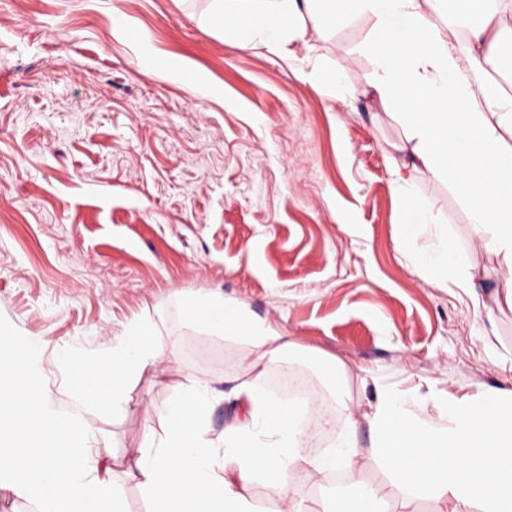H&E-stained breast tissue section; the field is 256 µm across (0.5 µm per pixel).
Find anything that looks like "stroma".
Masks as SVG:
<instances>
[{
    "label": "stroma",
    "instance_id": "obj_1",
    "mask_svg": "<svg viewBox=\"0 0 512 512\" xmlns=\"http://www.w3.org/2000/svg\"><path fill=\"white\" fill-rule=\"evenodd\" d=\"M213 0H0V316L43 345L53 409L76 412L67 353L95 359L137 321L177 361L115 410L81 412L108 448L93 475L147 512L126 469L188 375L223 388L243 344L185 320L217 293L304 347L350 361L356 405L378 380L431 411L436 393L512 389V312H475L502 258L472 251L467 206L415 176L475 272L467 294L399 244L402 123L370 95L372 20L287 58L208 22ZM141 30V40L127 36ZM343 68L319 94L303 77ZM205 77L196 90L188 74Z\"/></svg>",
    "mask_w": 512,
    "mask_h": 512
}]
</instances>
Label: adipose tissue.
<instances>
[{
	"label": "adipose tissue",
	"mask_w": 512,
	"mask_h": 512,
	"mask_svg": "<svg viewBox=\"0 0 512 512\" xmlns=\"http://www.w3.org/2000/svg\"><path fill=\"white\" fill-rule=\"evenodd\" d=\"M211 26L272 51L308 44L339 22L373 19L374 66L366 85L395 111L413 143L408 170H425L456 188L468 204L475 247L498 256L506 270L490 298L512 310V94L489 77L500 67L503 40L512 41V0H214ZM477 16L460 36L448 14ZM395 170L402 205V243L434 229L417 264L432 277L472 287L458 251L429 206L414 198L413 182ZM186 315L249 351L229 388L217 392L189 377L159 410L160 437L144 439L128 470L149 512H512V390L437 395L434 413L414 410L403 395L374 386L364 411L350 394L351 366L318 355L343 425L319 452L305 446V422L319 398L296 404L270 391L269 370L300 345L245 304L220 295L192 297ZM148 324L131 326L111 353L80 364L73 385L80 401L120 402L128 382L166 359ZM235 402L238 416L211 437L217 400ZM370 436L361 447L358 421ZM386 474L369 481L368 465ZM267 501L255 495L256 485Z\"/></svg>",
	"instance_id": "adipose-tissue-1"
}]
</instances>
